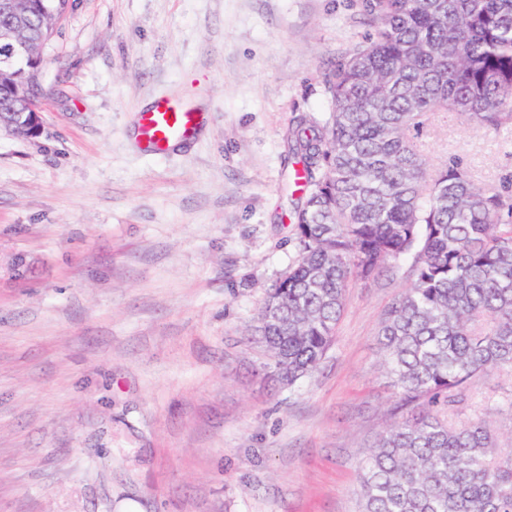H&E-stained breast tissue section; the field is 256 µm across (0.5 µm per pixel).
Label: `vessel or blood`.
<instances>
[{"instance_id": "obj_1", "label": "vessel or blood", "mask_w": 512, "mask_h": 512, "mask_svg": "<svg viewBox=\"0 0 512 512\" xmlns=\"http://www.w3.org/2000/svg\"><path fill=\"white\" fill-rule=\"evenodd\" d=\"M203 113L157 99L139 114L138 132L148 153H161L190 141L203 125Z\"/></svg>"}]
</instances>
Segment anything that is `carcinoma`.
<instances>
[{"mask_svg":"<svg viewBox=\"0 0 512 512\" xmlns=\"http://www.w3.org/2000/svg\"><path fill=\"white\" fill-rule=\"evenodd\" d=\"M24 4L33 61L3 75L14 92L1 110L23 111L42 86V49L68 8ZM362 11L374 33L325 74L327 119L289 129L297 257L251 335L268 377L291 387L325 355L347 288L412 258L378 330L380 367L401 402L424 405L370 448L362 512H512V446L471 391L478 374L512 370V174L486 189L457 157L433 172L419 141L436 112L512 131V0H362Z\"/></svg>","mask_w":512,"mask_h":512,"instance_id":"obj_1","label":"carcinoma"}]
</instances>
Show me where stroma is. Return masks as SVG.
<instances>
[{"label":"stroma","mask_w":512,"mask_h":512,"mask_svg":"<svg viewBox=\"0 0 512 512\" xmlns=\"http://www.w3.org/2000/svg\"><path fill=\"white\" fill-rule=\"evenodd\" d=\"M360 3L70 0L40 134L0 130V512H360L362 460L419 409L375 371L409 260L348 288L293 387L247 335L296 258L288 129L372 33ZM157 98L208 119L148 155ZM423 142L490 189L512 171V131L441 112Z\"/></svg>","instance_id":"1"}]
</instances>
